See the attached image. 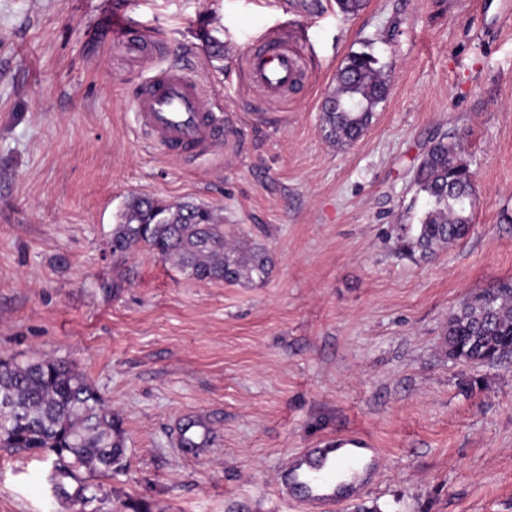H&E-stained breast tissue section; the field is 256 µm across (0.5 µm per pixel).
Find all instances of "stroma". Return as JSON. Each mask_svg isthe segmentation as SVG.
<instances>
[{"label": "stroma", "mask_w": 512, "mask_h": 512, "mask_svg": "<svg viewBox=\"0 0 512 512\" xmlns=\"http://www.w3.org/2000/svg\"><path fill=\"white\" fill-rule=\"evenodd\" d=\"M120 10L158 66L224 108L222 156L190 164L134 122L143 74L112 39ZM310 83L257 111L244 60L264 31ZM389 85L355 143L322 130L345 58ZM459 136L474 173L469 235L428 260L399 249L425 199L431 137ZM214 207L263 246L264 282L186 278L143 247L112 252L126 200ZM512 280V5L503 0H0V357L75 362L125 453L53 495L52 457L0 447V512H297L274 479L293 451L354 433L383 455L335 512H512V358L448 356V317ZM209 452L179 450L195 416Z\"/></svg>", "instance_id": "1"}]
</instances>
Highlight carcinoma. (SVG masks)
Instances as JSON below:
<instances>
[{"mask_svg":"<svg viewBox=\"0 0 512 512\" xmlns=\"http://www.w3.org/2000/svg\"><path fill=\"white\" fill-rule=\"evenodd\" d=\"M378 60L370 52L346 57L336 85L325 100L323 127L338 146L357 141L371 123L388 87ZM413 180L425 195L419 224L399 236L400 250L427 258L465 238L473 215V173L459 156V144L445 135L434 141L417 164ZM143 246L173 262L188 278L229 285L263 282L270 270L265 248L241 246L226 239L217 210L193 202L167 203L131 196L112 230L111 248L124 254ZM446 345L465 362L487 363L512 352V283L503 282L469 297L448 318ZM0 447L54 454L92 471H112L120 459L119 431L102 396L71 361L40 358L0 360ZM76 479L66 470L54 475L55 494L84 498L85 485L70 491L62 482Z\"/></svg>","mask_w":512,"mask_h":512,"instance_id":"obj_1","label":"carcinoma"}]
</instances>
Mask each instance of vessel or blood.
I'll return each mask as SVG.
<instances>
[{
	"label": "vessel or blood",
	"mask_w": 512,
	"mask_h": 512,
	"mask_svg": "<svg viewBox=\"0 0 512 512\" xmlns=\"http://www.w3.org/2000/svg\"><path fill=\"white\" fill-rule=\"evenodd\" d=\"M112 37L134 57L144 54L138 32L115 14ZM250 84L266 100H279L308 79L296 48L267 32L246 57ZM135 117L141 131L170 157L184 163L214 154L224 145L227 128L222 113L213 111L198 81L184 70L169 68L141 80L135 94ZM362 440L343 436L319 448H303L289 456L276 477L281 500L297 502L300 512H329L341 501L337 468L374 477L378 453L364 455Z\"/></svg>",
	"instance_id": "obj_1"
}]
</instances>
